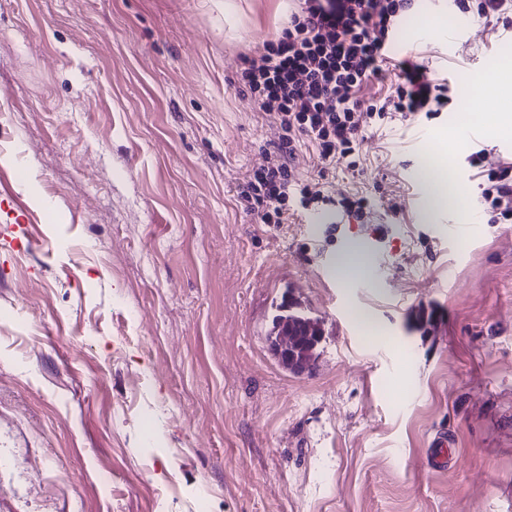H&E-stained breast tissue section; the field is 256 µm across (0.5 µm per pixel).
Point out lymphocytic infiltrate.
I'll list each match as a JSON object with an SVG mask.
<instances>
[{"instance_id":"1","label":"lymphocytic infiltrate","mask_w":512,"mask_h":512,"mask_svg":"<svg viewBox=\"0 0 512 512\" xmlns=\"http://www.w3.org/2000/svg\"><path fill=\"white\" fill-rule=\"evenodd\" d=\"M414 5L415 0H294L286 27L265 44L260 61L242 60L240 82L282 130L266 166L239 194L244 210L262 223L281 224L288 218L291 188H298L302 207L324 201L319 184L295 180L300 142L311 143L320 165L327 166L355 154L370 120L438 113L448 104V86L429 79L425 65L407 61L400 63L389 93L361 94L381 78L391 35ZM482 198L492 223L512 220V162L488 171Z\"/></svg>"}]
</instances>
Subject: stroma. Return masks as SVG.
<instances>
[{"label": "stroma", "mask_w": 512, "mask_h": 512, "mask_svg": "<svg viewBox=\"0 0 512 512\" xmlns=\"http://www.w3.org/2000/svg\"><path fill=\"white\" fill-rule=\"evenodd\" d=\"M289 7L0 0V512H512V223L449 241L419 175L471 113L500 139L512 97L475 85L512 23L451 50L460 12L418 0L396 52L453 104L337 162L363 219L264 224L237 198L279 130L233 69ZM356 241L367 273L332 277ZM291 297L324 330L304 373L267 340Z\"/></svg>", "instance_id": "35a3bbf8"}]
</instances>
